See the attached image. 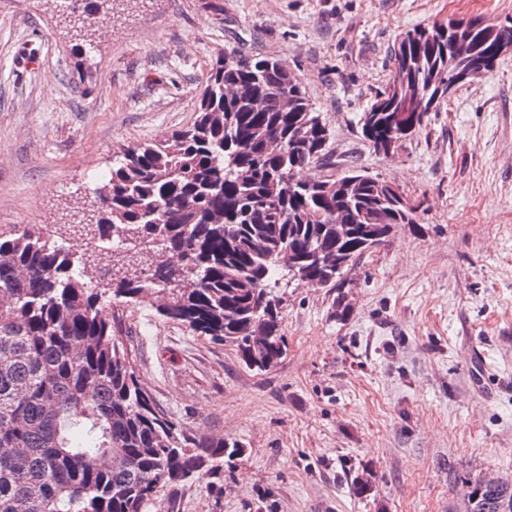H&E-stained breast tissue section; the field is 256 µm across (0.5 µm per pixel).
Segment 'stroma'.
<instances>
[{"mask_svg": "<svg viewBox=\"0 0 512 512\" xmlns=\"http://www.w3.org/2000/svg\"><path fill=\"white\" fill-rule=\"evenodd\" d=\"M476 15L512 19V0H153L80 66L50 0H0V228L57 234L92 170L192 123L230 49L299 76L334 171L355 160L423 204L351 271L346 320L334 289L281 286L288 354L264 372L149 303L114 305L157 407L244 449L148 512H465L468 482L512 480V53L394 155L357 125L404 32Z\"/></svg>", "mask_w": 512, "mask_h": 512, "instance_id": "obj_1", "label": "stroma"}]
</instances>
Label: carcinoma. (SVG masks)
<instances>
[{
    "label": "carcinoma",
    "mask_w": 512,
    "mask_h": 512,
    "mask_svg": "<svg viewBox=\"0 0 512 512\" xmlns=\"http://www.w3.org/2000/svg\"><path fill=\"white\" fill-rule=\"evenodd\" d=\"M81 0L61 15L83 42L111 29L114 4ZM512 20L416 26L391 53L385 86L358 115L376 153L417 128L398 121L452 78L495 68ZM191 126L126 146L93 202L58 240L36 225L0 232V512H146L166 487L218 478L243 447L186 433L141 385L113 330L115 302L151 300L165 319L231 346L266 371L288 353L280 281L336 290L422 204L354 162L312 184L330 130L300 78L271 56L226 53ZM466 512H512V482L478 479Z\"/></svg>",
    "instance_id": "1"
}]
</instances>
